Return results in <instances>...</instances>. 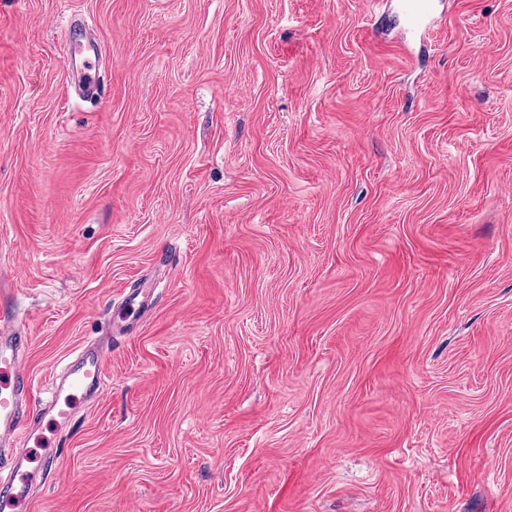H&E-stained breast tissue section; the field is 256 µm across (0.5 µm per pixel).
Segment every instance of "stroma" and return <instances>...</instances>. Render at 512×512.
Listing matches in <instances>:
<instances>
[{"mask_svg":"<svg viewBox=\"0 0 512 512\" xmlns=\"http://www.w3.org/2000/svg\"><path fill=\"white\" fill-rule=\"evenodd\" d=\"M397 2L0 0L31 512H512V0ZM100 54V47L85 35L82 26L75 25L64 47L63 58L75 88L87 99L102 96L103 82L98 68ZM106 354L101 347H86L78 362L70 365L67 378L53 389L49 407L57 409L61 420L68 418L67 409L88 395L101 396L105 392ZM65 407V408H63Z\"/></svg>","mask_w":512,"mask_h":512,"instance_id":"obj_1","label":"stroma"}]
</instances>
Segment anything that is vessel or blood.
Listing matches in <instances>:
<instances>
[{
	"label": "vessel or blood",
	"instance_id": "obj_1",
	"mask_svg": "<svg viewBox=\"0 0 512 512\" xmlns=\"http://www.w3.org/2000/svg\"><path fill=\"white\" fill-rule=\"evenodd\" d=\"M99 46L89 39L82 26H74L63 58L75 88L88 99L100 98L103 92L102 76L98 68ZM28 342L20 326L14 323L11 305H0V439L14 438L23 449L9 460V474L0 480V512H28L33 491L43 482L30 470L28 446L42 448L45 462L57 458L58 444L36 433L28 425L25 400L32 390L30 378L20 367L21 354ZM106 354L102 348L87 347L78 362L71 365L62 385L56 386L50 399L59 419H67V409L89 395L104 394Z\"/></svg>",
	"mask_w": 512,
	"mask_h": 512
}]
</instances>
